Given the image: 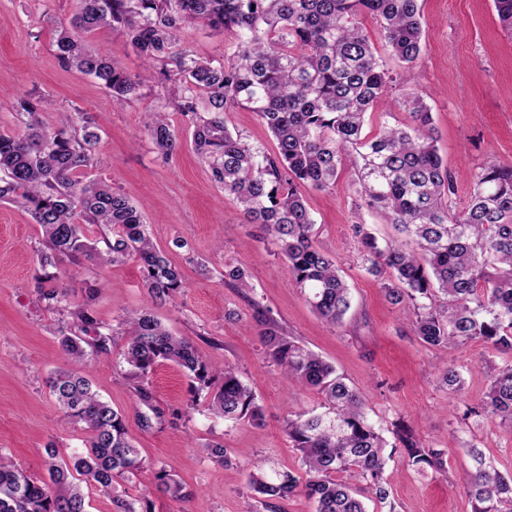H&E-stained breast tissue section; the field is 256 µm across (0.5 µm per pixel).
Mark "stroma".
<instances>
[{
    "label": "stroma",
    "mask_w": 512,
    "mask_h": 512,
    "mask_svg": "<svg viewBox=\"0 0 512 512\" xmlns=\"http://www.w3.org/2000/svg\"><path fill=\"white\" fill-rule=\"evenodd\" d=\"M75 0H0V90L11 97L34 96L48 103L42 120L56 124L60 113L83 112L99 135V164L90 172L127 197L140 211L153 243L180 267L184 288L170 303L156 307L143 286L135 258L107 266L86 263L69 285V299L49 308L36 287L37 251L42 232L30 214L0 202V454L32 477L46 478L48 443L61 454L83 447L87 434L67 422L54 404L46 379L69 367L58 339L72 314L86 301L84 282L101 281L91 303L97 320L112 328L109 353L90 367L99 394L127 417L129 435L148 470L137 482L117 480L111 497L91 495L88 512H117L115 499L144 489L153 512H266L248 489V475L284 467L299 470L298 454L282 427L300 412L319 408L321 397L280 374L253 325L254 305L277 319L286 336L320 354L359 388L373 423L388 431L398 418L411 420L424 445L445 452V470L418 472L401 454L389 461L385 478L397 512H471L466 478L473 462L467 443H476L496 468L512 474V429L491 416L457 423L466 407L482 403L491 368L502 354L479 343L455 350L464 385L443 388L434 368L437 350L413 334L401 308L391 305L358 258L354 226L369 224L385 239L392 225L357 213L351 169L334 189H303L316 222V243L335 256L352 292V307L341 324L328 325L307 302L274 247L247 223L231 195L194 152L191 129L171 113L181 146L169 161L156 154L146 130L153 112L164 109L165 91L120 32L103 28L89 46L131 76L140 78L137 94L121 106L97 79L61 67L57 30L69 26ZM423 50L415 69H405L379 34L377 21L360 22L383 65L399 78L393 96L413 91L430 107L436 146L456 177L457 205H465L470 175L488 160L512 165V34L505 32L492 0H419ZM181 44L202 58L221 59L235 43L232 32L215 33L194 25ZM245 268L253 291L225 285L226 264ZM154 307L173 332L189 338L213 366L235 367L264 411L262 426L224 421L205 402H192L189 380L172 363L159 364L150 378L152 399L142 403L122 350L121 320L128 311ZM149 426H142L140 416ZM224 445L228 463L212 460L208 444ZM170 471L190 491L171 498L153 483V469Z\"/></svg>",
    "instance_id": "35a3bbf8"
}]
</instances>
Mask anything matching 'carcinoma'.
<instances>
[{
  "instance_id": "obj_1",
  "label": "carcinoma",
  "mask_w": 512,
  "mask_h": 512,
  "mask_svg": "<svg viewBox=\"0 0 512 512\" xmlns=\"http://www.w3.org/2000/svg\"><path fill=\"white\" fill-rule=\"evenodd\" d=\"M502 27L512 31V0H493ZM379 23L382 39L406 68L422 50L419 0H76L70 27L60 30L57 58L101 80L122 105L141 81L91 50L87 37L110 27L125 35L149 66H157L167 103L190 123L194 151L208 163L213 180L233 195L247 222L261 226L288 262V270L313 310L338 325L351 307L350 288L336 259L316 245L315 220L299 191L304 185L329 190L343 165L354 171L357 208L382 216L417 245L379 241L355 225L364 269L376 278L388 302L402 307L427 347L442 352L482 342L510 354L494 368L481 410L512 428V167L487 162L472 175L467 205L453 206L455 179L434 144L430 108L415 93L398 101L403 123L381 103L395 79L380 63L360 16ZM231 29L234 50L222 60H204L177 47L187 26ZM246 108L276 141V152L229 129L225 115ZM17 131L0 133V201L26 209L42 228L45 248L37 254L43 274L37 288L48 307L67 301L65 280L84 262L107 265L135 256L154 301L174 298L184 288L179 268L147 235L137 208L109 184L83 180L96 166L98 134L80 117H60L54 127L39 118L32 97L10 105ZM379 111L378 133L364 134L366 114ZM162 156L179 147L167 113L147 125ZM224 283L250 288L239 266H224ZM258 335L267 355L289 377L323 395V411H303L284 422L283 432L299 454L293 470L250 473L249 489L267 512L299 493L316 512H366L365 501L384 503L387 443L368 417L359 389L349 385L319 354L284 335L278 323L253 302ZM123 359L140 381L138 396L150 399L149 375L163 362L176 364L195 394L211 393L209 410L226 422H260L252 390L234 368L216 369L183 336L171 333L148 310L126 314ZM94 332L91 342L82 338ZM74 367L48 378L51 395L67 421L88 431L85 448L63 457L45 448L49 480L27 475L0 457V512H85L84 487L112 495L116 478L144 469L128 437L125 416L92 387L91 355L110 352L112 332L86 305L70 332L59 339ZM444 387H463L459 366L438 368ZM393 434L405 462L419 470L445 469L444 451L427 448L404 420ZM469 475L472 512H512V477L488 462L475 443ZM158 486L179 500L190 492L161 469ZM119 512H152L142 493L117 500Z\"/></svg>"
}]
</instances>
